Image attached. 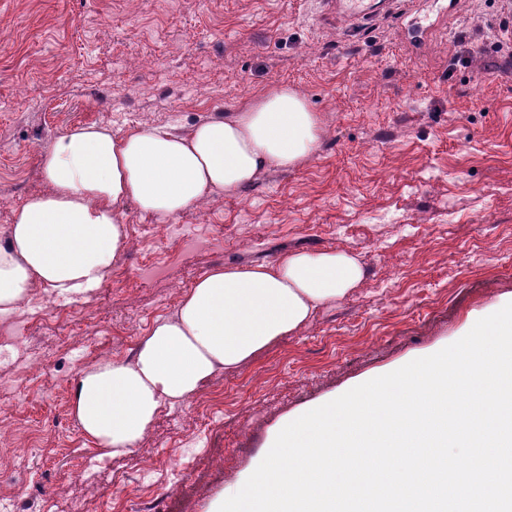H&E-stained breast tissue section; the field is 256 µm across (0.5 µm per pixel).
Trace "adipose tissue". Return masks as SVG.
Here are the masks:
<instances>
[{
  "mask_svg": "<svg viewBox=\"0 0 512 512\" xmlns=\"http://www.w3.org/2000/svg\"><path fill=\"white\" fill-rule=\"evenodd\" d=\"M322 135L319 115L285 84L187 131L89 124L42 151L49 193L14 211L0 245V314L34 286L69 300L98 288L126 247L125 214L173 218L254 183L266 169L300 166ZM364 277L348 253L292 251L274 261L218 265L183 292L129 360L105 359L75 380L71 413L103 456L132 451L158 411L190 399L220 371H234L278 339L297 334L319 308Z\"/></svg>",
  "mask_w": 512,
  "mask_h": 512,
  "instance_id": "adipose-tissue-1",
  "label": "adipose tissue"
}]
</instances>
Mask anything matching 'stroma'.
Wrapping results in <instances>:
<instances>
[{"mask_svg":"<svg viewBox=\"0 0 512 512\" xmlns=\"http://www.w3.org/2000/svg\"><path fill=\"white\" fill-rule=\"evenodd\" d=\"M512 31V0H398L352 23L328 0H0V244L18 205L48 192L39 155L104 123L190 128L285 84L321 116L300 167L174 218L126 205L127 246L104 284L28 310L21 362L0 368V421L28 447L0 479L16 512H206L285 419L432 355L512 299V61L467 56ZM467 64H459L460 56ZM347 252L365 278L234 372L162 407L132 452L95 455L70 415L73 384L129 359L182 292L217 265L288 251ZM198 455L180 463L182 441ZM81 468V467H80Z\"/></svg>","mask_w":512,"mask_h":512,"instance_id":"1","label":"stroma"}]
</instances>
